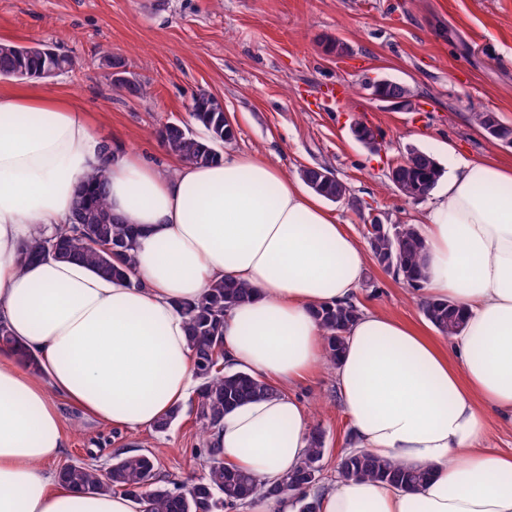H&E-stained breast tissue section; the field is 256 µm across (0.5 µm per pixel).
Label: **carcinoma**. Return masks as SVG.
I'll return each instance as SVG.
<instances>
[{
  "label": "carcinoma",
  "instance_id": "carcinoma-1",
  "mask_svg": "<svg viewBox=\"0 0 512 512\" xmlns=\"http://www.w3.org/2000/svg\"><path fill=\"white\" fill-rule=\"evenodd\" d=\"M73 67V59L64 54L47 57L28 53L17 57L0 47L1 77H13L18 70L36 76L50 70L63 73ZM191 111L195 121L205 129L206 137H197L174 122L160 127L158 137L171 155L200 165L210 164L220 157L217 145L234 138V129L219 102L205 91L192 98ZM325 173V168L309 167L301 170V177L309 188L327 200L347 198V185ZM440 175L439 163L427 153L409 158L407 165L390 172L388 179L399 183L401 194L410 198L421 188L431 191ZM69 223L70 231H59L26 244L22 249L24 261L79 260L110 278L130 279L136 229L131 224L119 223L112 216L104 174L96 172L86 179ZM367 242L384 270L415 291L421 288L425 243L417 225L391 224L368 237ZM250 295L251 289L244 284L221 281L199 298L179 302L186 317L195 378L199 381L195 417L207 438L221 426L224 414L234 407L277 392L273 385L248 372L225 370L224 312L248 300ZM358 313L353 303L323 306L316 311L331 362H336L341 353L344 333ZM423 314L444 336H455L464 327L463 313L451 300H426ZM324 451L323 433L316 429L311 432L300 465L272 486H264L251 474L224 465L209 440L204 448L203 475L185 487L161 477L152 454L133 450L118 453L106 468L88 463L66 464L57 469L55 476L63 483L91 493L119 491L140 499L146 505L144 512H224L242 508L259 496L278 499L288 494L297 505V512H320L319 497L310 493V489L319 481L318 463ZM337 473L344 479L370 478L407 490L417 488L429 476L423 468L402 465L358 448L340 459Z\"/></svg>",
  "mask_w": 512,
  "mask_h": 512
}]
</instances>
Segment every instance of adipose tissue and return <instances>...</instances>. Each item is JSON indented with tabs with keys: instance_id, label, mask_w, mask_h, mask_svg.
I'll return each mask as SVG.
<instances>
[{
	"instance_id": "1",
	"label": "adipose tissue",
	"mask_w": 512,
	"mask_h": 512,
	"mask_svg": "<svg viewBox=\"0 0 512 512\" xmlns=\"http://www.w3.org/2000/svg\"><path fill=\"white\" fill-rule=\"evenodd\" d=\"M97 171L113 215L138 229L132 279L24 262L22 245L68 223ZM422 236V295L452 299L463 332L440 341L363 310L334 365L355 447L430 477L409 492L339 479L320 493L321 512H512V454L478 446L489 416L512 423V168L450 163ZM366 265L319 196L269 161L227 153L159 167L133 150L106 152L73 102L0 90V320L17 341L0 350V512H142L133 498L44 473L66 446L57 403L117 430L153 429L197 388L178 304L228 279L253 296L224 317V360L279 392L225 414L214 443L226 465L280 482L309 438L289 389L329 363L315 311L352 301Z\"/></svg>"
}]
</instances>
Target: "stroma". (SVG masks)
Here are the masks:
<instances>
[{
    "instance_id": "35a3bbf8",
    "label": "stroma",
    "mask_w": 512,
    "mask_h": 512,
    "mask_svg": "<svg viewBox=\"0 0 512 512\" xmlns=\"http://www.w3.org/2000/svg\"><path fill=\"white\" fill-rule=\"evenodd\" d=\"M336 38L350 49L345 59L326 51ZM35 41L76 65L31 81V88L75 98L112 145L173 164L156 132L176 122L205 137L190 105L194 93L207 91L235 129L222 152L260 156L290 177L306 167L326 168L353 199L325 206L358 237L375 221L421 224L428 199H406L388 179L408 148L431 153L443 168L454 156L512 167V145L490 143L473 120L474 113L493 112L512 126V0H0V42ZM107 49L122 58L146 96L113 86L101 64ZM375 77L408 84L419 111L370 100L364 85ZM333 84L344 94L332 102L324 91ZM360 123L380 132L377 148L356 140L352 127ZM422 301L373 262L355 297L359 309L425 329ZM292 393L308 408L311 427L324 433L320 483L328 485L352 439L333 367L317 369ZM194 405L182 402L166 432L130 433L59 403L67 444L45 469L53 473L71 461L106 464L123 448L152 453L170 481L200 477L203 441Z\"/></svg>"
}]
</instances>
